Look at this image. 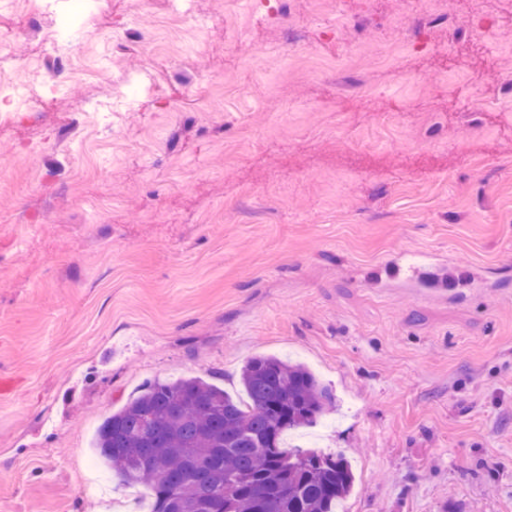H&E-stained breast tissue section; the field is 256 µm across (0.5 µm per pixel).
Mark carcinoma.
Returning <instances> with one entry per match:
<instances>
[{
    "label": "carcinoma",
    "mask_w": 512,
    "mask_h": 512,
    "mask_svg": "<svg viewBox=\"0 0 512 512\" xmlns=\"http://www.w3.org/2000/svg\"><path fill=\"white\" fill-rule=\"evenodd\" d=\"M236 400L199 377L147 384L97 429L98 458L152 493L151 512H336L355 476L342 453L287 450L334 396L302 363L256 356Z\"/></svg>",
    "instance_id": "obj_1"
}]
</instances>
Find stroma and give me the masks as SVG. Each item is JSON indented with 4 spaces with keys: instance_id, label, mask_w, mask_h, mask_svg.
<instances>
[{
    "instance_id": "stroma-1",
    "label": "stroma",
    "mask_w": 512,
    "mask_h": 512,
    "mask_svg": "<svg viewBox=\"0 0 512 512\" xmlns=\"http://www.w3.org/2000/svg\"><path fill=\"white\" fill-rule=\"evenodd\" d=\"M194 2L187 39L98 0L73 46L104 75L65 86L0 14L47 104L0 109V512H139L100 423L148 382L243 398L259 355L334 394L299 433L350 461L349 512H512V0L489 54L466 0L415 36L409 0ZM306 54L359 65L283 77Z\"/></svg>"
}]
</instances>
